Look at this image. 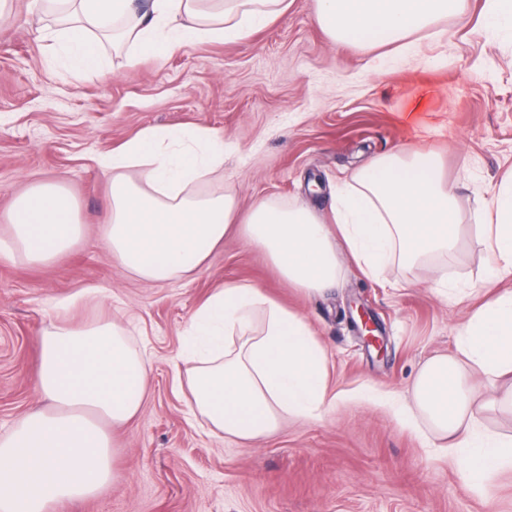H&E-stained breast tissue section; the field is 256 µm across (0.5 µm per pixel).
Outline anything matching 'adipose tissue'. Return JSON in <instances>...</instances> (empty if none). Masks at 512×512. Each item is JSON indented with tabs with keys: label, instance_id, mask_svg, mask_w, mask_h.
I'll use <instances>...</instances> for the list:
<instances>
[{
	"label": "adipose tissue",
	"instance_id": "ef3b65f1",
	"mask_svg": "<svg viewBox=\"0 0 512 512\" xmlns=\"http://www.w3.org/2000/svg\"><path fill=\"white\" fill-rule=\"evenodd\" d=\"M67 19L49 31L55 67L76 77L102 72L103 41L132 55L163 57L191 42L235 41L267 24L285 0H46ZM458 0H317L335 40L396 43L455 11ZM112 174L100 211L104 242L121 269L142 281L200 271L230 232L260 248L290 288L324 294L348 253L371 279L392 262L413 265L460 244L456 196L429 152L368 161L331 206V221L304 205L255 199L239 213L233 194L196 193L224 165V140L199 127L146 129L101 159ZM0 257L47 265L82 237L79 207L58 181L32 184L9 212ZM494 281L512 276V179L478 214ZM33 387L43 403L0 434V512H47L86 499L115 479L106 423H130L142 408L150 367L120 324L63 319L34 338ZM181 353L196 363L186 385L193 412L211 433L253 441L284 417L314 419L335 403L325 351L306 318L246 282H228L197 307ZM512 378V289L461 325L452 354L429 359L412 384L400 422L447 455L464 486L495 504L500 475L512 473V435L482 428L472 371Z\"/></svg>",
	"mask_w": 512,
	"mask_h": 512
}]
</instances>
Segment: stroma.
I'll return each instance as SVG.
<instances>
[{"instance_id":"obj_1","label":"stroma","mask_w":512,"mask_h":512,"mask_svg":"<svg viewBox=\"0 0 512 512\" xmlns=\"http://www.w3.org/2000/svg\"><path fill=\"white\" fill-rule=\"evenodd\" d=\"M288 4L236 42L184 44L162 59L106 51L103 75L87 80L51 68L49 40L22 22L32 0H10L0 16V237L15 195L43 180L63 182L84 227L52 264L0 259V433L37 403L32 338L55 322L51 301L77 299L70 317L79 322L132 324L151 361L141 411L108 429L114 483L48 512H486L447 457L372 394L408 399L422 364L454 352L459 326L487 298L475 214L512 174V30L489 26L488 0H459L397 54L332 40L315 0ZM173 125L223 136L224 166L200 190L231 192L243 213L265 197L326 217L332 191L371 158L434 152L454 187L461 247L413 267L392 263L376 279L343 260L336 289L311 299L235 233L192 279L128 276L102 237L109 175L97 159L143 129ZM227 282L257 284L305 316L326 350L328 387L346 400L248 445L190 420L173 386L191 368L182 333ZM356 301L379 320L383 350L351 327Z\"/></svg>"}]
</instances>
